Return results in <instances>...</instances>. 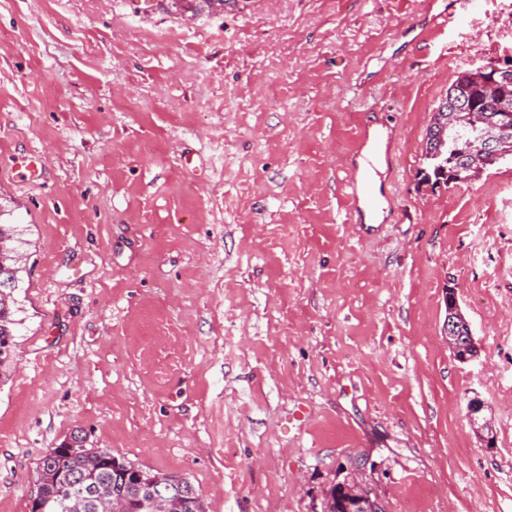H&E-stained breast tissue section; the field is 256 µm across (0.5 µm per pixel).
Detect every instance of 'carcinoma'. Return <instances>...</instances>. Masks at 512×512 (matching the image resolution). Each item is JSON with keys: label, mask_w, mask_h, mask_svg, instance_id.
<instances>
[{"label": "carcinoma", "mask_w": 512, "mask_h": 512, "mask_svg": "<svg viewBox=\"0 0 512 512\" xmlns=\"http://www.w3.org/2000/svg\"><path fill=\"white\" fill-rule=\"evenodd\" d=\"M453 85L466 91L482 106L485 123L479 125V129L485 130L487 125L496 121L500 113L499 102L482 98L479 74L471 70L461 71ZM424 161L426 167L420 170V183L433 191L448 187L449 175L457 168L468 165L476 169L481 166L479 160L467 161L459 157L451 144L448 145V153L437 159L426 154ZM14 233V225L0 224V236L6 238L4 250L0 253V363L15 353L16 346L14 291L18 287L19 268L14 249L9 246ZM99 453L104 459L97 464L78 448L66 451L63 443L45 453L37 463L36 485L37 493L47 503L46 512H107L115 500L122 502L121 512H143L137 490L125 481V475L133 470L138 471L146 483L159 481L178 487L177 494L168 504L169 512H204L199 494L188 479L143 467L108 449H101ZM60 470L68 471L78 486L65 488L57 483L55 473ZM321 509L322 512H363V508L342 493L340 483L326 492Z\"/></svg>", "instance_id": "obj_1"}]
</instances>
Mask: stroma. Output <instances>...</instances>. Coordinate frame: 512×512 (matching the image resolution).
<instances>
[{"label":"stroma","mask_w":512,"mask_h":512,"mask_svg":"<svg viewBox=\"0 0 512 512\" xmlns=\"http://www.w3.org/2000/svg\"><path fill=\"white\" fill-rule=\"evenodd\" d=\"M429 6L0 0V222L22 230L0 512H30L74 434L187 478L205 512H321L353 475L388 512H512V164L419 183L457 72L512 56V0L422 46ZM373 104L400 224L347 221ZM31 153L44 173L19 178ZM455 299H456V303L454 306V313L458 316V318L451 317L450 319H447L444 322V325L442 327V335L444 336L446 343H448V347L451 350V352L453 353L454 357H455V354L458 352V336H459V333L462 332V330H461L462 321H467L466 317L461 312V309H460V306H459L456 296H455ZM466 342H467V337L463 338L461 341L464 351H459L458 356L463 355L464 352L468 353V355L474 354V349L470 350L471 347L469 345H465ZM476 353L478 354V349H477ZM477 354L472 355L470 357L459 356V360L461 362H468V361L476 358Z\"/></svg>","instance_id":"35a3bbf8"}]
</instances>
